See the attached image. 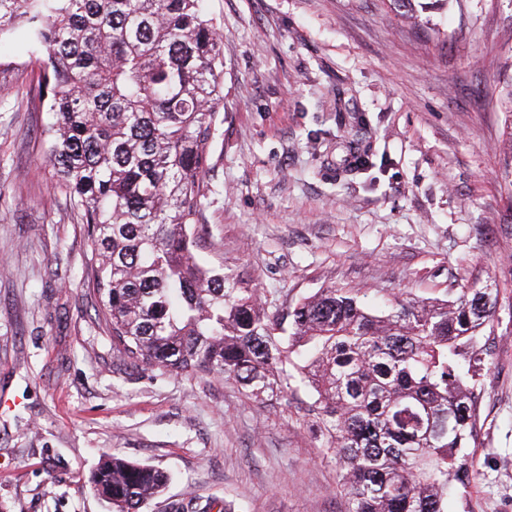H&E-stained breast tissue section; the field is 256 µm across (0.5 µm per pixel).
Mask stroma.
Here are the masks:
<instances>
[{
  "label": "stroma",
  "mask_w": 512,
  "mask_h": 512,
  "mask_svg": "<svg viewBox=\"0 0 512 512\" xmlns=\"http://www.w3.org/2000/svg\"><path fill=\"white\" fill-rule=\"evenodd\" d=\"M224 27V125L196 228L208 265L272 310L321 288L444 299L496 280L472 453L448 512H512V0H208ZM0 42V512H108L102 455L165 470L146 512H341L336 465L292 397L119 366L88 292L85 228L42 162L46 113ZM367 157L354 168L352 155Z\"/></svg>",
  "instance_id": "1"
}]
</instances>
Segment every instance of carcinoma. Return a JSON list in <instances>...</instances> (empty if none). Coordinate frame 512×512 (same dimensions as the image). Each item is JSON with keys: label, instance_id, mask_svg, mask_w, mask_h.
<instances>
[{"label": "carcinoma", "instance_id": "cac0c4a2", "mask_svg": "<svg viewBox=\"0 0 512 512\" xmlns=\"http://www.w3.org/2000/svg\"><path fill=\"white\" fill-rule=\"evenodd\" d=\"M38 47L27 101L51 189L92 250L88 286L122 366L300 401L337 467L344 512H448L478 474L481 370L493 280L377 310L321 288L270 310L255 286L202 263L194 230L224 124V32L205 0H0V36ZM165 472L114 455L90 473L112 512H145Z\"/></svg>", "mask_w": 512, "mask_h": 512}]
</instances>
